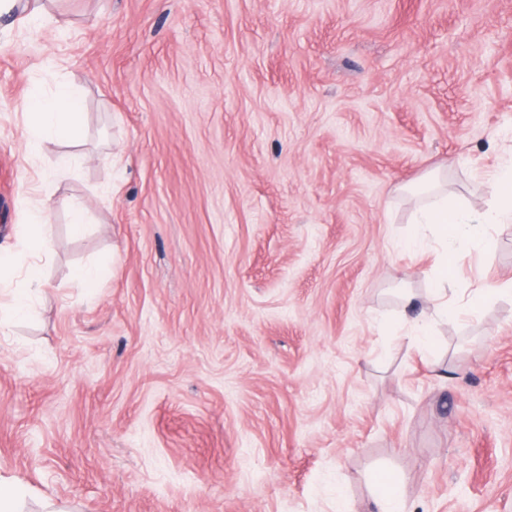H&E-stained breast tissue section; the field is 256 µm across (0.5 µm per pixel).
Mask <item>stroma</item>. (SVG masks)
I'll use <instances>...</instances> for the list:
<instances>
[{"label":"stroma","instance_id":"1","mask_svg":"<svg viewBox=\"0 0 512 512\" xmlns=\"http://www.w3.org/2000/svg\"><path fill=\"white\" fill-rule=\"evenodd\" d=\"M0 39V246L56 156L33 318L0 333V479L26 512H512V222L396 326L436 196L512 160V0H48ZM86 90L29 155L27 100ZM93 216L72 236L67 204ZM107 269L96 287L74 268ZM403 494L400 483L384 487L380 495L375 497L376 512H403Z\"/></svg>","mask_w":512,"mask_h":512}]
</instances>
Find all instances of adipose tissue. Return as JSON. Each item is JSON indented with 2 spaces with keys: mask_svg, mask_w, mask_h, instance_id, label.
<instances>
[{
  "mask_svg": "<svg viewBox=\"0 0 512 512\" xmlns=\"http://www.w3.org/2000/svg\"><path fill=\"white\" fill-rule=\"evenodd\" d=\"M83 95L81 85L66 81L59 83L50 95L35 97L25 103L30 117L26 129L29 152H36L39 142L48 138L74 141L82 137L76 110ZM496 193L494 206L482 212L461 205L451 206L444 200L421 208L411 235L404 240L407 247L414 248L420 239L432 236L443 246L437 257L438 286L433 292L435 309L440 313L449 311L445 301L449 264L456 259L460 248L466 244H485L489 226L512 221V162L498 170ZM52 207L53 194L48 191L39 206L22 209L23 244L18 249L0 247V273L10 274L15 267L24 265L29 256L47 249L50 240L48 216Z\"/></svg>",
  "mask_w": 512,
  "mask_h": 512,
  "instance_id": "1",
  "label": "adipose tissue"
}]
</instances>
